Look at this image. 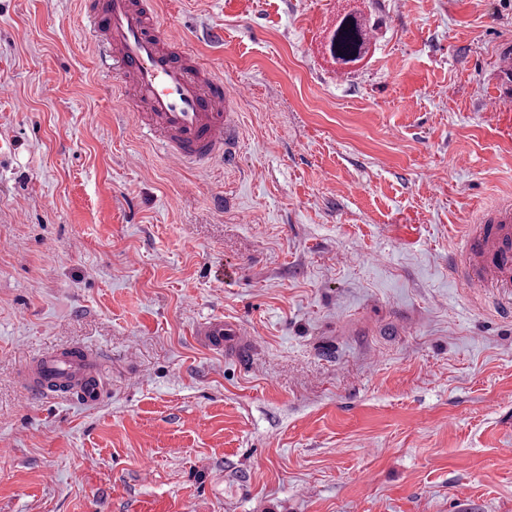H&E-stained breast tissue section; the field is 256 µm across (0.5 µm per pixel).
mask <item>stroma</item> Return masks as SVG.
<instances>
[{
  "mask_svg": "<svg viewBox=\"0 0 512 512\" xmlns=\"http://www.w3.org/2000/svg\"><path fill=\"white\" fill-rule=\"evenodd\" d=\"M155 2L249 89L230 166L169 176L88 0H0V512H512V321L448 270L512 199V0ZM72 346L109 399L23 403ZM371 31L370 25L355 12L338 17L326 44L331 60L339 66L361 62L372 48ZM198 336L207 347L220 352L224 351V348L242 347L251 340V335L239 325L224 321L208 324Z\"/></svg>",
  "mask_w": 512,
  "mask_h": 512,
  "instance_id": "obj_1",
  "label": "stroma"
}]
</instances>
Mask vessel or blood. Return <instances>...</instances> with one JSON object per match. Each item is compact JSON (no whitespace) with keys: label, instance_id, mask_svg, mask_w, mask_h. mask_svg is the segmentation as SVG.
Segmentation results:
<instances>
[{"label":"vessel or blood","instance_id":"obj_1","mask_svg":"<svg viewBox=\"0 0 512 512\" xmlns=\"http://www.w3.org/2000/svg\"><path fill=\"white\" fill-rule=\"evenodd\" d=\"M93 23L102 34L101 58L120 70L124 99L144 105V125L163 141L172 177L191 164L221 163L234 156L239 146L236 108L245 90L227 88L223 76L174 61L178 39L159 31L140 0H102ZM454 267L461 287L498 293L499 314L512 317L511 200L466 227ZM200 337L215 351L250 341L239 325L221 321L205 326ZM100 360L99 350L83 346L25 360L20 373L25 399L72 395L81 404H99L107 389L97 371Z\"/></svg>","mask_w":512,"mask_h":512}]
</instances>
